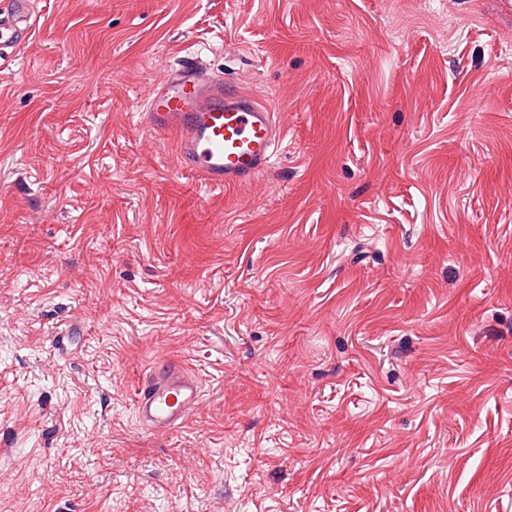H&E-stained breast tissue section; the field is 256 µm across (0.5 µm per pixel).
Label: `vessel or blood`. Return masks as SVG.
I'll return each instance as SVG.
<instances>
[{"instance_id":"vessel-or-blood-1","label":"vessel or blood","mask_w":512,"mask_h":512,"mask_svg":"<svg viewBox=\"0 0 512 512\" xmlns=\"http://www.w3.org/2000/svg\"><path fill=\"white\" fill-rule=\"evenodd\" d=\"M31 0H0V58L32 35ZM153 133L175 137L181 168L208 186L234 189L265 171L285 139L272 108L254 93L210 74L196 57H185L150 89L143 113ZM201 397L198 378L164 361L139 379L134 408L142 427L166 432L182 427Z\"/></svg>"}]
</instances>
